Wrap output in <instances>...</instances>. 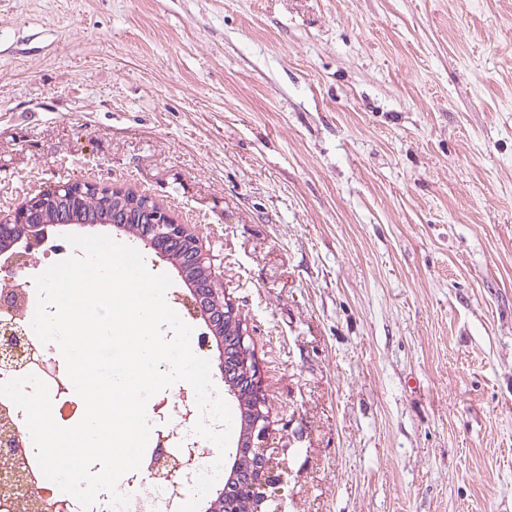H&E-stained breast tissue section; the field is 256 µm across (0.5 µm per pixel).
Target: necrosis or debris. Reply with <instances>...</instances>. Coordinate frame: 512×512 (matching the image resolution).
Returning <instances> with one entry per match:
<instances>
[{"label": "necrosis or debris", "mask_w": 512, "mask_h": 512, "mask_svg": "<svg viewBox=\"0 0 512 512\" xmlns=\"http://www.w3.org/2000/svg\"><path fill=\"white\" fill-rule=\"evenodd\" d=\"M13 264L15 277L6 287H0V324L10 323L12 332L21 335L22 342L16 352L0 347V382L37 375L49 387L52 413L57 416L67 404L73 403L75 391L65 364L52 355L31 328L38 302L35 279L39 271L28 258L14 259ZM164 405L169 417L182 426L184 434L178 444L154 446L144 455L140 469L123 481L120 490L130 497L127 512H178L196 476L206 470L202 461L189 469L172 468V461L179 459L186 449L201 447L192 434L199 412L196 405L187 404L181 396L166 398ZM4 433L17 436L18 442L8 449L0 448V457L10 456L21 471L25 488L36 490L37 495L32 500L16 495L7 500L1 498L0 512H86L72 496L54 493L51 481L38 466L24 412L0 397V435Z\"/></svg>", "instance_id": "obj_1"}]
</instances>
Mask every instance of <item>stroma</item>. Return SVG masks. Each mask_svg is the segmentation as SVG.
<instances>
[{
	"instance_id": "stroma-1",
	"label": "stroma",
	"mask_w": 512,
	"mask_h": 512,
	"mask_svg": "<svg viewBox=\"0 0 512 512\" xmlns=\"http://www.w3.org/2000/svg\"><path fill=\"white\" fill-rule=\"evenodd\" d=\"M67 181L199 237L266 512H512V0H0V212ZM182 265H194L200 266L205 271V279L200 283V287L198 290L197 301L200 305V309L202 308L205 312L209 310L208 315L212 314L215 320L218 321L219 317L221 321H224V318H230L232 321L238 323V336L235 340V348L238 350V354L234 355L233 358L238 359L243 355L249 354L251 351V336L245 322V318L241 314L239 307L224 294V289L220 284H218L213 275H210L207 271V263L209 261V257L203 251L200 242L198 241L197 247L194 251H191L184 255L182 258L177 260ZM250 359L253 363H255V353L254 349L249 354ZM235 365H238L236 369L239 373H244L243 382L241 383L244 387V394H249L253 399L252 407L254 412L246 402L247 397L243 400H238L241 410L240 436L243 422L253 412L249 421L245 445L253 468L252 476L250 477L251 464L246 454L242 452L239 460L235 458L233 467L225 472L224 486L225 484L236 486L248 482L246 485H240L232 491L247 501L248 512H260L262 504L269 498L266 492L271 488L276 493V486L283 480L284 475L279 473L278 470L283 469L280 458L281 455H284L285 448L272 446L273 443L270 442V422L268 414L263 411L266 407V401L257 361L254 368L248 365V358L241 363L235 362ZM258 490L265 491L262 497L257 498Z\"/></svg>"
}]
</instances>
